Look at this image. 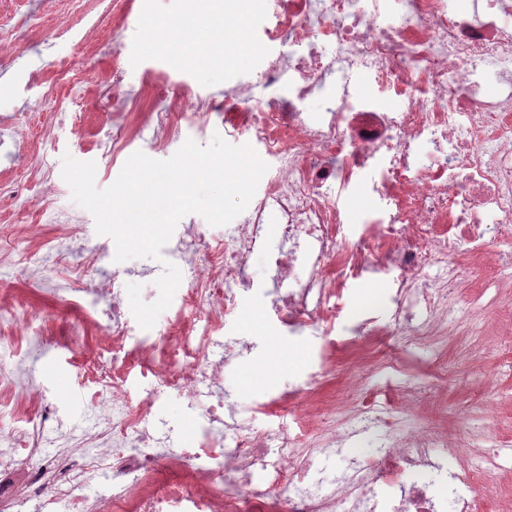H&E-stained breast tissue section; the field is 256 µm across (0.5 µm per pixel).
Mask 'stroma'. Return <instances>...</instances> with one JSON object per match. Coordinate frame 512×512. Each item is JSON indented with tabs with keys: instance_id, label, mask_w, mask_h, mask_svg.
Segmentation results:
<instances>
[{
	"instance_id": "obj_1",
	"label": "stroma",
	"mask_w": 512,
	"mask_h": 512,
	"mask_svg": "<svg viewBox=\"0 0 512 512\" xmlns=\"http://www.w3.org/2000/svg\"><path fill=\"white\" fill-rule=\"evenodd\" d=\"M138 3L141 12L152 17L153 31L145 32L140 22L129 20L120 34V54L99 57L95 78L69 91L66 102L56 110L40 108L39 90L18 85L17 74L40 70L47 79H56V63L64 58L73 66L71 78H78L77 67L90 52L86 33L92 29L111 33L112 17L124 9L126 0H84L76 25L58 38L48 34L51 24L42 0H0V38L12 39L13 19L25 18L29 28L26 48L11 63L0 66V102L33 111L31 132L37 138L41 164L53 173V195L59 209L71 212L76 209L71 190L61 177L64 155L95 162L97 188L109 187L119 175L118 169L110 168L108 157L91 149L87 140L77 133V125L82 122L101 136L111 135L112 116L101 110L99 100L113 68L123 69L128 61L137 60L135 76L124 79V89L136 111L148 108L151 103L143 90V78L151 70L167 71L172 81L192 87L201 96L221 95L231 84L251 80L255 74L247 64L225 65L206 60L205 46L201 43L192 52L180 51L177 35L168 29L167 21L191 16V0H138ZM339 206L344 222L339 226L338 238L349 244L358 240L366 229L365 219L378 214L382 202L371 192L368 183L361 182L340 197ZM157 264L163 275L156 281L140 278L133 282L122 277L114 284L126 309L127 346L164 332L176 305L180 264L166 253ZM248 272L252 287L243 296V312L224 327L225 336L245 339L251 344L249 352L230 360L224 367V393L235 406L243 427L275 432L292 426V413L259 412L256 404L266 401L271 393L302 387L319 369L322 346L337 336L353 335L362 319L372 317L377 328L366 335L365 341L375 366L363 378L365 391L377 394L398 385L432 387L435 377H446V384L435 389L430 404L419 415V424L443 426L449 435L456 437L463 436L468 428L483 427L491 433L489 447L512 448V349L503 343L512 334V289L502 290L503 309L487 312L486 335L454 333L447 344L424 346L409 344L391 325L395 288L390 276L384 273L369 274L347 283L340 301L341 311L334 323L292 335L279 326L271 309L274 284L265 252L258 251L251 256ZM64 286L61 274L45 272L31 279L13 263L0 259V290L17 297L18 314L35 317L20 346L9 340L15 322L0 321V374L9 377L24 372L56 406V418L40 424L51 455L56 452L55 440H64L76 454L81 453L84 440V422L78 417L80 408L68 398L69 388H85L83 371L74 352L51 344L42 330V316L58 314V292Z\"/></svg>"
}]
</instances>
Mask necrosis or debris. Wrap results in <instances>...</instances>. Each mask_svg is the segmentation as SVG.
<instances>
[{
  "mask_svg": "<svg viewBox=\"0 0 512 512\" xmlns=\"http://www.w3.org/2000/svg\"><path fill=\"white\" fill-rule=\"evenodd\" d=\"M268 12L264 43L288 40L298 49L270 58L264 108L255 109L248 82L202 97L165 73L145 76L156 100L148 119L164 140L180 139L184 113L203 125L217 119L225 136L256 139L280 170L224 236L205 241L189 225L169 245L182 273L180 310L165 336L126 347L125 307L100 274L102 251L76 248L84 216L56 209L47 191L12 207L16 223L30 227L48 214L54 224L24 270L50 264L64 272L73 287L66 305L92 298L112 327L103 354L85 362L92 450L67 459L51 480L39 431L17 438L16 453L0 456V503L13 512H57L62 502L69 512H444L449 500L458 512H486L487 502L501 501L493 473L469 455L483 430L459 441L419 425L424 398L409 386L391 391L383 410L359 392L341 424L307 443L286 428L243 431L224 410V364L250 345L221 336L242 312L248 263L268 224L280 227L268 258L273 305L288 332L331 320L346 282L377 269L396 274L391 322L406 327L410 342L435 345L446 335L448 291L462 280L458 253L480 258L487 239L512 243V0H471L460 10L448 0H270ZM359 74L403 110L384 111L373 95L355 92ZM319 88L321 110L303 111ZM103 108L114 133L100 146L119 163L138 140L120 71ZM31 121V112L0 110L13 167L33 166ZM366 178L393 209L378 234L345 247L337 197ZM134 373L159 381L135 401L127 389ZM329 374L322 369L299 392L274 395L268 408L304 399L296 418L308 426ZM167 391L184 394L198 413L192 447L172 449L173 426L154 418ZM229 432L234 441L222 446ZM353 438L358 446L340 477H318L315 460ZM440 482L447 496L436 494Z\"/></svg>",
  "mask_w": 512,
  "mask_h": 512,
  "instance_id": "1",
  "label": "necrosis or debris"
}]
</instances>
